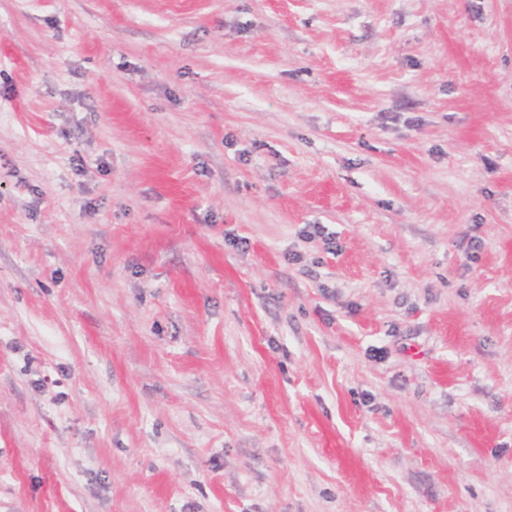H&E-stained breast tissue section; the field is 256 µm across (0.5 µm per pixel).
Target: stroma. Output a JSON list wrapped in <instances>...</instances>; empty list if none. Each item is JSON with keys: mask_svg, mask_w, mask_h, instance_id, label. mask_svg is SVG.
Wrapping results in <instances>:
<instances>
[{"mask_svg": "<svg viewBox=\"0 0 512 512\" xmlns=\"http://www.w3.org/2000/svg\"><path fill=\"white\" fill-rule=\"evenodd\" d=\"M0 512H512V0H0Z\"/></svg>", "mask_w": 512, "mask_h": 512, "instance_id": "obj_1", "label": "stroma"}]
</instances>
